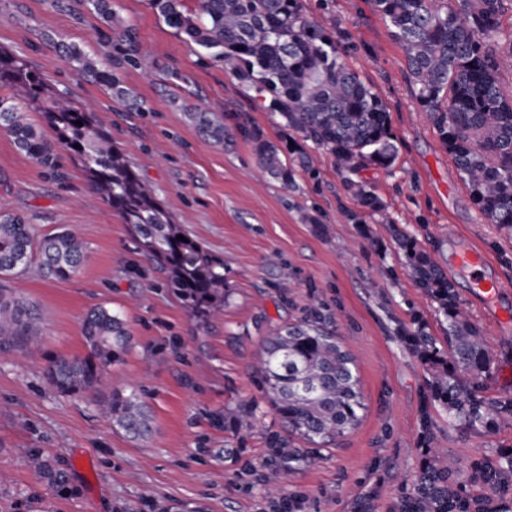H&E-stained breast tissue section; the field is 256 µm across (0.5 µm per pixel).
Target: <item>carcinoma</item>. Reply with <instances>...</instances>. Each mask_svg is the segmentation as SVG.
<instances>
[{
  "mask_svg": "<svg viewBox=\"0 0 512 512\" xmlns=\"http://www.w3.org/2000/svg\"><path fill=\"white\" fill-rule=\"evenodd\" d=\"M95 16L101 51L90 56L63 46L81 78L104 85L113 98L141 110L120 73L126 68L154 77L149 53L135 28L112 9V0H47ZM149 0L170 28L201 50V60L224 63L254 97L264 99L284 125L331 155L347 191L361 208L392 223L371 186L354 179L363 168L392 166L387 106L374 88L351 69L336 33L311 20L301 0ZM401 45L415 98L429 116L443 147L466 183L473 205L485 220L512 235V89L500 75L512 72V31L502 16L512 0H374ZM0 130L18 150L51 174L61 175L56 149L84 168L90 185L135 235L145 256L165 274L166 286L197 323L224 312V260L213 255L174 222L171 209L145 185L129 160L112 145L88 106L77 107L67 92L33 70L26 60L0 50ZM39 112L54 133L47 141L27 113ZM188 119L218 145L238 135L252 146L259 167L288 187L294 169L280 148L256 128L228 126L224 117L194 105ZM82 125H76V121ZM394 240L417 288L437 303L448 320V350L427 335L419 316L415 328L398 336L417 356L428 379L420 410L424 439L435 429L430 407L448 415V425L486 435L512 425V396L485 395L481 382L494 358L480 329L471 322L456 288L438 261L416 238L393 228ZM182 235L185 240L177 239ZM84 259L75 231L62 229L36 238L18 215L0 214V350L25 351L40 337L26 302L7 287L19 274L65 278ZM88 354L58 357L47 367L48 384L63 396L84 395L98 413L129 438L145 442L153 416L136 389L111 388L109 367L130 348L126 320L105 307L90 310L82 323ZM262 391L284 431L268 429L262 463L264 501L269 512H298L302 495L285 485L322 459V450L356 429L362 400L356 362L327 329L317 304L300 321L277 329L262 346L256 367ZM256 409H224V426L249 432ZM30 469L59 491L69 488L68 469L39 448L28 451ZM392 512H512V448H492L462 461L442 448L421 449L418 469L401 482Z\"/></svg>",
  "mask_w": 512,
  "mask_h": 512,
  "instance_id": "obj_1",
  "label": "carcinoma"
}]
</instances>
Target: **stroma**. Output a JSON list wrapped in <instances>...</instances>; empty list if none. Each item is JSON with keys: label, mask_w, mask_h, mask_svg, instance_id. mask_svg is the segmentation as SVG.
I'll return each instance as SVG.
<instances>
[{"label": "stroma", "mask_w": 512, "mask_h": 512, "mask_svg": "<svg viewBox=\"0 0 512 512\" xmlns=\"http://www.w3.org/2000/svg\"><path fill=\"white\" fill-rule=\"evenodd\" d=\"M150 49L160 73L177 71L183 90L172 97L140 71L122 77L144 109L129 112L104 86L79 80L56 43L100 49L99 22L89 14L51 8L47 0H0V47L23 57L79 104L92 105L113 145L164 202L175 223L224 260L229 302L206 328H196L166 288L119 214L91 189L80 164L60 154V176L44 171L0 131V212L23 216L36 235L61 227L85 247L81 269L66 278L24 274L11 280L33 309L41 339L29 352H0V512H262L259 482L245 483L241 462L261 465L263 434L279 421L262 409L254 371L261 342L276 327L297 322L312 299L337 320L342 343L356 355L365 404L360 426L326 451L296 481L302 512H354L357 497L384 489L373 512H390L401 477L419 465L423 444L418 411L428 374L397 337L421 319L444 339L448 323L403 265L386 225L368 214L363 224L333 158L297 142L278 114L257 105L222 63L169 28L149 0H114ZM308 17L336 31L343 59L372 84L388 107L396 159L390 169H361L394 223L433 253L453 282L494 357L487 395H512V322L491 321L472 281L455 271L453 255L477 246L487 274L512 308V236L489 224L472 204L452 157L419 108L400 44L373 0H302ZM206 103L226 123L259 128L281 148L296 145L315 160L317 176L295 171L288 188L261 174L243 138L219 147L198 135L184 107ZM288 267L282 287L270 254ZM121 311L132 347L113 366L114 386L141 384L156 431L145 443L99 417L82 396H62L45 370L60 356H83L82 319L96 307ZM261 407L256 427L224 426V409ZM431 443L467 459L485 449L512 447V427L485 436L450 428L441 407ZM40 448L69 468L73 491L49 488L26 463ZM234 449L235 458L225 457Z\"/></svg>", "instance_id": "1"}]
</instances>
